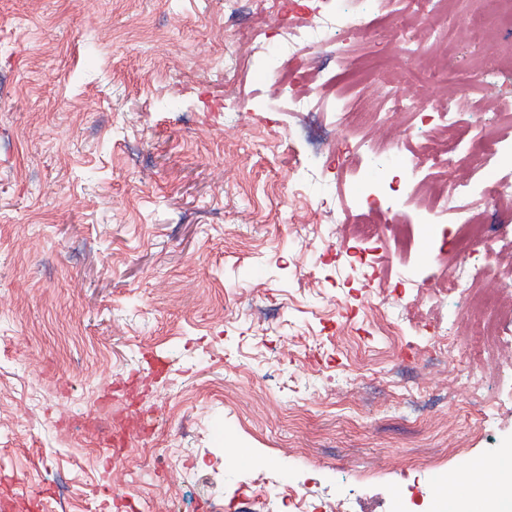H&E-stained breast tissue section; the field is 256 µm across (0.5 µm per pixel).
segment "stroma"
<instances>
[{"label":"stroma","instance_id":"1","mask_svg":"<svg viewBox=\"0 0 512 512\" xmlns=\"http://www.w3.org/2000/svg\"><path fill=\"white\" fill-rule=\"evenodd\" d=\"M480 0H448L447 80L423 83L385 10L347 37L382 51L372 83L325 68L313 85L379 106L467 93L512 139V70L473 85L485 54L458 33ZM266 0H0V477L41 512L127 487L135 512H228L251 467L303 483L334 512H448L434 474L512 458V224L497 227L499 336L443 282L447 224L407 251L356 232L358 197L401 182L392 158L331 169V113L289 111L265 47ZM244 70L224 81V52ZM425 314L417 327L404 305ZM480 382L471 388L468 372ZM154 419L114 454L90 415Z\"/></svg>","mask_w":512,"mask_h":512}]
</instances>
